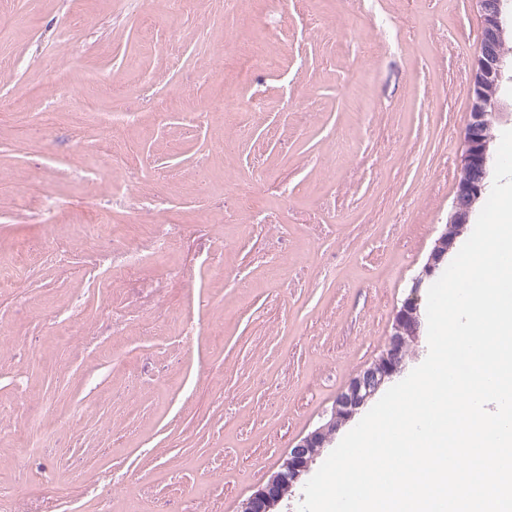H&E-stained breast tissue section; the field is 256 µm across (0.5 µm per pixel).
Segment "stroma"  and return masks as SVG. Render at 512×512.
Returning a JSON list of instances; mask_svg holds the SVG:
<instances>
[{"label":"stroma","instance_id":"35a3bbf8","mask_svg":"<svg viewBox=\"0 0 512 512\" xmlns=\"http://www.w3.org/2000/svg\"><path fill=\"white\" fill-rule=\"evenodd\" d=\"M481 32L475 0H0V178L63 196L56 221L76 223L112 182L103 161L82 178L79 147L116 135L132 181L148 190L163 178L167 222L223 226L235 276L197 281L223 298V326L189 347L144 337L111 362L101 337L68 341L41 323L82 291L80 317L97 325L103 302L80 256L41 252L0 294V405L19 409L0 485L36 479L24 452L38 414L51 434L37 464L70 475L79 512H92L81 478L93 459L134 470L95 487L117 512L134 491L145 512H183L158 483L189 459L194 486L242 512L385 346L452 206ZM228 93L250 101L245 118L188 121ZM50 103L60 118L47 131L29 116ZM77 108L99 122L74 126ZM116 112L140 113L138 127L113 133ZM202 174L214 184L204 196ZM254 206L266 223H250ZM41 238L30 208L0 192V253ZM18 371L23 400L9 384ZM78 405L82 420L56 428L55 414Z\"/></svg>","mask_w":512,"mask_h":512}]
</instances>
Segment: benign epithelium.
Masks as SVG:
<instances>
[{"mask_svg": "<svg viewBox=\"0 0 512 512\" xmlns=\"http://www.w3.org/2000/svg\"><path fill=\"white\" fill-rule=\"evenodd\" d=\"M481 20L482 37L480 54L472 70L469 92L471 97L470 119L464 135L460 172L452 204V213L445 231L436 240L426 264L411 286L408 297L397 310L392 333L379 358L356 376L336 399L330 419L303 437L288 453L282 469L293 473L305 472L317 452L324 447L333 433L350 420L357 410L371 398L385 382L399 371V364L408 349L409 342L419 334L421 321L418 294L426 279L435 275L456 238L469 223L474 203L487 180L491 160L490 144L492 129L497 117L494 97L501 78V67L506 51V26L504 0H476ZM283 475H276L267 485L250 497L243 512H269L274 501L269 492Z\"/></svg>", "mask_w": 512, "mask_h": 512, "instance_id": "benign-epithelium-1", "label": "benign epithelium"}]
</instances>
